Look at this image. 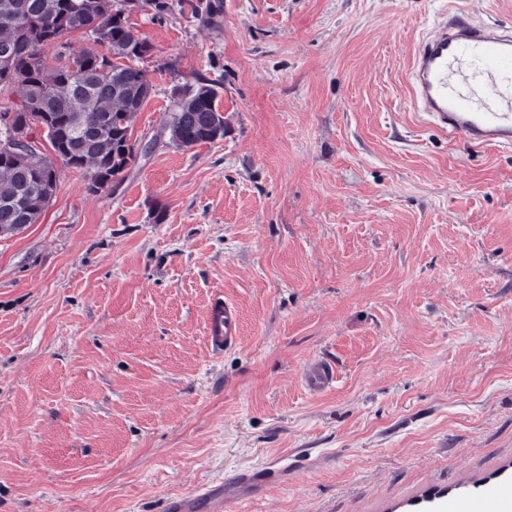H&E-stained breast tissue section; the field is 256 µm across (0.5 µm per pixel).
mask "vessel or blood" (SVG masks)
Returning <instances> with one entry per match:
<instances>
[{"label": "vessel or blood", "mask_w": 512, "mask_h": 512, "mask_svg": "<svg viewBox=\"0 0 512 512\" xmlns=\"http://www.w3.org/2000/svg\"><path fill=\"white\" fill-rule=\"evenodd\" d=\"M411 104L423 123L450 141L474 147L512 149V28L477 23L459 7L422 37L409 68ZM233 307L216 299L208 316V345L216 351L237 339ZM335 371L310 366L306 385L319 391Z\"/></svg>", "instance_id": "b4317fda"}]
</instances>
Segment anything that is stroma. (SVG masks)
I'll use <instances>...</instances> for the list:
<instances>
[{"mask_svg": "<svg viewBox=\"0 0 512 512\" xmlns=\"http://www.w3.org/2000/svg\"><path fill=\"white\" fill-rule=\"evenodd\" d=\"M219 3L130 17L151 153L116 191L59 165L0 238V512H167L242 472L226 512H512V150L410 107L448 0ZM204 83L224 136L176 148ZM217 95L216 89L203 84L196 89L185 91L173 100L166 130L175 146L187 149L223 138L224 114L216 107ZM191 112H209L212 123L216 126L214 133H204L188 123L185 117ZM238 320L233 307L217 298L208 316V332L206 340L215 351L231 347L238 338ZM336 378L335 371L323 362H317L310 366L306 374V385L312 391H320L331 385Z\"/></svg>", "mask_w": 512, "mask_h": 512, "instance_id": "35a3bbf8", "label": "stroma"}]
</instances>
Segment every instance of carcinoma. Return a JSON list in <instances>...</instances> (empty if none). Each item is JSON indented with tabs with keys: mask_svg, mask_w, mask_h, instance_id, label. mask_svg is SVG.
<instances>
[{
	"mask_svg": "<svg viewBox=\"0 0 512 512\" xmlns=\"http://www.w3.org/2000/svg\"><path fill=\"white\" fill-rule=\"evenodd\" d=\"M141 9L161 17L184 0H140ZM0 87L21 88L19 100L0 107L25 123L41 114L37 137L50 144L69 166L87 169L88 189L115 181L137 157L130 120L140 111L154 86L147 73L126 69L113 58L130 61L147 55L150 44L130 32L125 16L112 0H0ZM104 48L100 53L72 47L74 33ZM76 56L77 70L65 63L62 49ZM217 91L203 84L173 101L166 130L179 148H192L224 137V113L216 107ZM192 112L209 113L214 133H204L186 121ZM0 237L8 238L36 224L57 190V170L51 162L33 169L0 157Z\"/></svg>",
	"mask_w": 512,
	"mask_h": 512,
	"instance_id": "obj_1",
	"label": "carcinoma"
}]
</instances>
